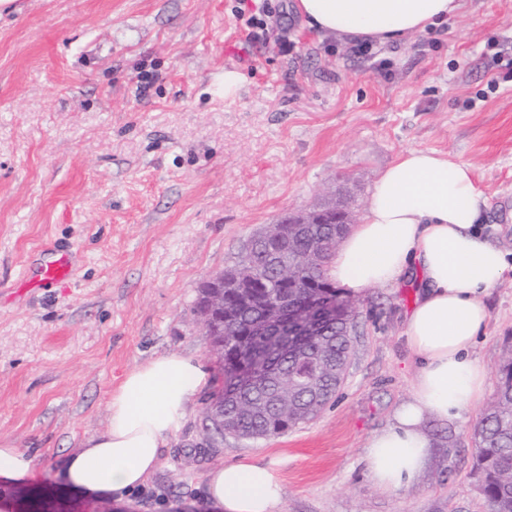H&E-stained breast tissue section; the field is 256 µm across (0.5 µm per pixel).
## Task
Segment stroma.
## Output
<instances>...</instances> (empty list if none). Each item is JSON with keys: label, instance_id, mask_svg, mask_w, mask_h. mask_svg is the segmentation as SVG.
Instances as JSON below:
<instances>
[{"label": "stroma", "instance_id": "obj_1", "mask_svg": "<svg viewBox=\"0 0 512 512\" xmlns=\"http://www.w3.org/2000/svg\"><path fill=\"white\" fill-rule=\"evenodd\" d=\"M256 2L270 14L255 43L239 0L0 7V448L37 462L34 475L0 483V512L24 493L36 512H95L97 499L56 471L106 428L123 375L157 353L199 357L221 375L194 311L200 285L285 213L339 201L361 220L406 150L472 168L488 199L481 230L512 266V80L486 49L512 38V0H460L433 33L438 51L422 35L380 48L388 79L344 36L309 27L294 0ZM283 36L292 54L279 52ZM228 70L242 78L230 94ZM143 71L154 79L142 95ZM49 245L72 252L74 273L30 287L22 274ZM417 295L401 280L352 299L346 378L295 430L207 442L201 397L133 503L112 512H212L207 475L232 461L268 463L280 512H489L470 478L479 408L427 419L428 464L408 487L382 491L368 476V440L411 393L404 314ZM483 301L490 321L474 355L494 388L512 355V270Z\"/></svg>", "mask_w": 512, "mask_h": 512}]
</instances>
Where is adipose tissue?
Returning a JSON list of instances; mask_svg holds the SVG:
<instances>
[{"instance_id": "1", "label": "adipose tissue", "mask_w": 512, "mask_h": 512, "mask_svg": "<svg viewBox=\"0 0 512 512\" xmlns=\"http://www.w3.org/2000/svg\"><path fill=\"white\" fill-rule=\"evenodd\" d=\"M458 0H296L295 10L324 33L385 46L404 42L455 15ZM488 208L469 165L434 150L409 149L379 175L362 219L337 245L328 277L351 296L414 276L420 287L405 316L416 374L394 421L367 443L365 460L383 490L408 486L425 467L427 418L448 420L480 405L486 371L472 349L490 314L480 298L504 278L503 251L479 226ZM214 379L195 356L160 354L127 372L108 403L107 427L65 461L69 487L130 501L156 469L161 451L186 423ZM206 495L222 512H277L282 487L260 462L213 468Z\"/></svg>"}]
</instances>
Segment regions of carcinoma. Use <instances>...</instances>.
<instances>
[{
  "label": "carcinoma",
  "mask_w": 512,
  "mask_h": 512,
  "mask_svg": "<svg viewBox=\"0 0 512 512\" xmlns=\"http://www.w3.org/2000/svg\"><path fill=\"white\" fill-rule=\"evenodd\" d=\"M327 228L329 240L322 256L315 264L298 269L300 287L288 289L292 303L306 302L311 289L325 294L330 290L327 265L347 228L340 224H329ZM312 246L308 230L295 227L287 238L269 242L262 251L245 246L233 264L224 269V276L231 284L240 275L248 276L255 284L244 294L232 290L226 294L227 310L234 320L224 324L213 339L223 375L222 386L213 401L224 407V423L212 420V429L247 440L282 435L315 417L340 388L352 349L350 331L354 311L349 302H342L345 310L325 333L298 337L304 345L300 357L285 352L288 327H283L277 335L255 336L252 332V325L264 316L261 301L283 289L275 259ZM240 346L254 348L268 368L282 376L288 416H283L273 404L277 382L254 389L241 385L245 367L238 354ZM499 374L496 396L474 428L472 477L490 512H512V357L503 363Z\"/></svg>",
  "instance_id": "cac0c4a2"
}]
</instances>
